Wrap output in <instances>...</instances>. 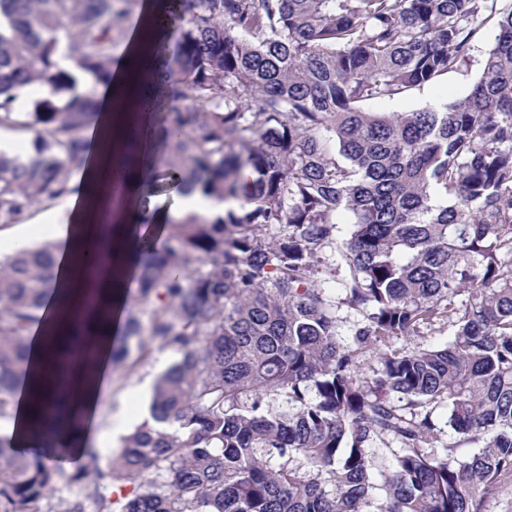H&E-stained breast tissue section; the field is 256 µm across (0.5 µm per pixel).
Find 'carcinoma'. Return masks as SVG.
I'll return each instance as SVG.
<instances>
[{
  "label": "carcinoma",
  "mask_w": 512,
  "mask_h": 512,
  "mask_svg": "<svg viewBox=\"0 0 512 512\" xmlns=\"http://www.w3.org/2000/svg\"><path fill=\"white\" fill-rule=\"evenodd\" d=\"M127 2L0 0V129L35 134L37 151L27 164L0 152V230L72 192L96 86L130 38ZM159 16L153 192L240 204L169 219L160 244L140 238L149 343L181 355L151 420L107 471L86 445L66 496L52 426L34 424L39 445L22 450L0 436V512H482L512 473V0H170ZM489 20L497 33L463 99L363 109L457 68ZM62 32L94 80L65 102ZM33 85L53 97L15 111L14 91ZM56 249L0 257V422L17 410ZM328 250L345 266L339 300L322 288L336 277ZM340 304L362 315L347 344ZM438 320L455 328L445 346H390ZM141 335L131 309L111 361ZM372 348L379 369L362 378ZM279 398L287 411L270 407ZM447 430L478 451L458 457L439 443Z\"/></svg>",
  "instance_id": "cac0c4a2"
}]
</instances>
